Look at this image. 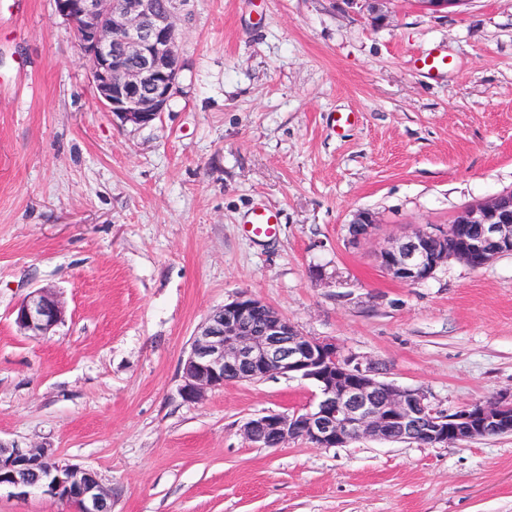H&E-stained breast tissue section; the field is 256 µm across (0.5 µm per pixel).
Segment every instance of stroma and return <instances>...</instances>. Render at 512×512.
<instances>
[{"label":"stroma","mask_w":512,"mask_h":512,"mask_svg":"<svg viewBox=\"0 0 512 512\" xmlns=\"http://www.w3.org/2000/svg\"><path fill=\"white\" fill-rule=\"evenodd\" d=\"M177 28L168 108L124 124L52 0H0V439L96 471L112 512H512V434L260 448L244 424L312 382L180 395L194 332L241 293L434 410L512 395V255L415 284L379 262L512 191V0H392L382 23L362 0H190ZM257 208L274 237L246 233ZM361 210L380 222L355 241ZM43 287L67 317L31 339L13 311ZM279 226L278 215L270 209L253 210L246 221V232L256 238L274 236Z\"/></svg>","instance_id":"stroma-1"}]
</instances>
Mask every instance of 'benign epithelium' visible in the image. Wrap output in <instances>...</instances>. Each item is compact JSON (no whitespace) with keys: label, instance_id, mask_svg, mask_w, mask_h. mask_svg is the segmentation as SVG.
Wrapping results in <instances>:
<instances>
[{"label":"benign epithelium","instance_id":"benign-epithelium-1","mask_svg":"<svg viewBox=\"0 0 512 512\" xmlns=\"http://www.w3.org/2000/svg\"><path fill=\"white\" fill-rule=\"evenodd\" d=\"M55 12L75 32L100 105L122 123L148 124L166 111L182 69L175 19L187 0H53ZM467 0H415L432 14L455 11ZM379 223L359 211L350 235L364 239ZM457 251L448 253V234ZM512 254V192L472 204L448 227H427L380 251L392 278L417 283L456 260L479 269ZM66 306L53 290L39 288L14 310L22 336L39 339L65 321ZM274 375L314 383L318 400L291 413L250 419L244 438L261 447L303 439L319 448L346 446L362 438L446 446L512 433V395L453 413L432 410L425 395L376 379L336 343L301 334L276 309L241 293L213 311L194 332L182 360L180 395L201 401L228 380L260 381ZM24 499L38 491L72 512H112V495L97 473L53 461L47 447L0 440V492Z\"/></svg>","mask_w":512,"mask_h":512}]
</instances>
